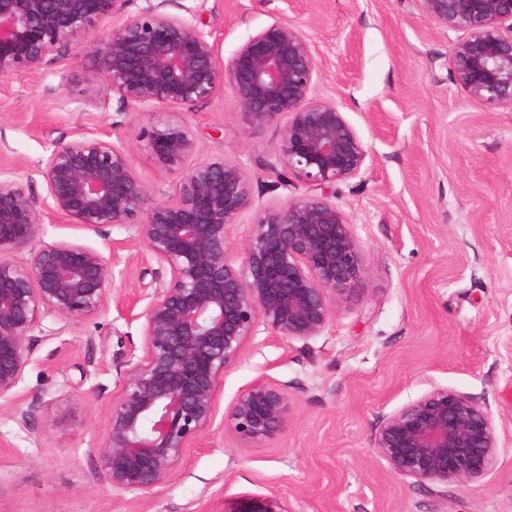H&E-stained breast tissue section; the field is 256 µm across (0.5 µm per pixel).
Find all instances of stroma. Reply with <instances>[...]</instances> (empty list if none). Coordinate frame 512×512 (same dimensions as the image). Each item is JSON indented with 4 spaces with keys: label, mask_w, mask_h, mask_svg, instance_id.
<instances>
[{
    "label": "stroma",
    "mask_w": 512,
    "mask_h": 512,
    "mask_svg": "<svg viewBox=\"0 0 512 512\" xmlns=\"http://www.w3.org/2000/svg\"><path fill=\"white\" fill-rule=\"evenodd\" d=\"M285 20L308 35L321 68L318 96L335 100L368 149L360 176L333 197L360 245L365 276L336 303L317 337H249L225 369L212 427L151 494L113 491L98 448L120 388L116 363L142 341L145 258L133 228L94 231L46 221L36 245L78 242L113 255L105 308L77 323L46 318L20 388L37 396L29 426L0 406V512H230L277 496L285 512H512V110L470 103L453 76L458 33L427 18L416 0H206L199 25L224 57ZM67 46L38 73L0 77V177L38 207V173L56 141L107 131L131 151L156 198L180 176L143 131L173 121L193 132L196 156L241 162L251 204L226 230L239 257L258 214L306 194L265 169L283 124L246 129L229 92L177 108L124 106L104 92L95 49ZM282 387L288 426L240 440L225 414L258 377ZM439 384L489 403L499 448L491 470L468 483H419L392 471L371 446L377 418Z\"/></svg>",
    "instance_id": "35a3bbf8"
}]
</instances>
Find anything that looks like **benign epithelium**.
Instances as JSON below:
<instances>
[{
    "mask_svg": "<svg viewBox=\"0 0 512 512\" xmlns=\"http://www.w3.org/2000/svg\"><path fill=\"white\" fill-rule=\"evenodd\" d=\"M0 0V76L40 70L50 55L81 45L97 22L113 19L97 46L107 87L123 105L177 108L231 91L246 123L286 120L266 169L317 190L265 210L241 261L230 257L226 227L250 202V176L238 161L188 160L191 133L179 123L149 132L166 166L182 170L179 191L159 200L136 173L130 150L102 137L53 144L38 166L46 211L14 181L0 179V399L27 425L19 390L34 353L33 332L52 316L78 322L98 314L114 287L113 264L73 242L31 247L48 216L100 230L130 226L160 265L144 309L141 346L119 370L101 468L118 493H151L166 483L192 440L212 425L224 369L264 327L282 342L319 336L336 300L364 275L358 240L332 202L336 184L359 176L367 149L335 101L314 94L321 71L296 24L276 21L250 36L229 60L194 21L199 7L179 0ZM436 24L461 32L450 63L478 107L512 108V0H417ZM176 5L184 14H174ZM229 420L245 441L286 428L287 400L261 376L234 400ZM371 447L398 475L463 483L485 476L498 439L491 406L434 385L379 417ZM231 512H286L276 497Z\"/></svg>",
    "mask_w": 512,
    "mask_h": 512,
    "instance_id": "benign-epithelium-1",
    "label": "benign epithelium"
}]
</instances>
